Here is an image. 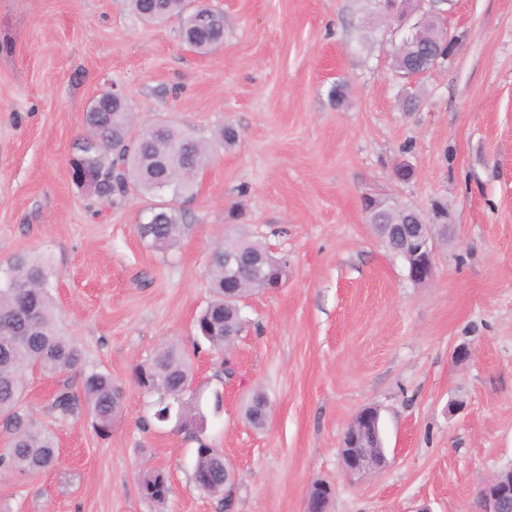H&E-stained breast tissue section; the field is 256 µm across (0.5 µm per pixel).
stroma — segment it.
I'll return each instance as SVG.
<instances>
[{
    "label": "stroma",
    "instance_id": "obj_1",
    "mask_svg": "<svg viewBox=\"0 0 512 512\" xmlns=\"http://www.w3.org/2000/svg\"><path fill=\"white\" fill-rule=\"evenodd\" d=\"M197 3L224 13V43L205 55L178 19L148 24L120 0H0V263L48 258L84 366L124 388L103 440L90 418L49 417L58 380L29 373L23 404L55 432L58 463L0 476V512H156L137 481L149 467L168 475L165 512H224L192 479L202 443L234 464L233 512H305L316 479L336 486L331 512H473L512 469V0H452L455 47L414 79L394 72L373 0ZM112 85L137 127L238 133L181 201L191 230L165 252L136 231L152 196L109 206L71 177L85 112ZM400 162L411 181L396 180ZM368 193L447 205L429 281L412 283L374 232ZM239 232L287 256L288 279L245 300L240 336L217 353L193 321L211 250ZM166 343L195 353L201 436L151 423L155 398L131 379ZM257 390L261 430L244 414ZM368 405L388 465L351 477L339 446Z\"/></svg>",
    "mask_w": 512,
    "mask_h": 512
}]
</instances>
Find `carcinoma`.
Masks as SVG:
<instances>
[{
    "label": "carcinoma",
    "instance_id": "cac0c4a2",
    "mask_svg": "<svg viewBox=\"0 0 512 512\" xmlns=\"http://www.w3.org/2000/svg\"><path fill=\"white\" fill-rule=\"evenodd\" d=\"M122 3L148 22L180 17L183 36L194 38L190 50L198 54L213 49L217 39L224 36V15L204 8L189 12L186 0ZM441 11L443 7H433L413 22L415 38L402 41L395 52L396 73L421 74L447 60ZM107 99L106 95L99 96V111L85 113L87 135L79 156L98 176L96 195L109 204L127 198L133 191L170 195L168 202L150 208L147 222L137 225L141 239L165 251L189 230L174 202L196 187L197 176L208 164L213 143L166 122L133 136L130 105L125 102L109 106ZM365 211L377 233L388 239L391 250L407 266L418 259L417 248L404 234L395 231V225L428 219L433 223L435 243L448 240V212L437 203L428 217L414 207L386 197L374 198ZM226 244L243 259L269 254L266 244L247 234L226 238L214 248L209 265L213 299L196 317L194 329L197 339L217 352L224 340L236 338L241 331L243 299L287 276V261L274 255L262 277H241L238 299H225ZM54 276L46 262L29 255H19L0 265V420L10 435L8 448L0 453L1 473L36 474L57 461L53 431L38 424L22 406L27 375L35 368L46 375L64 377L48 405L55 418L63 421L87 413L92 417L95 432L107 437L120 414L122 387L110 373L85 368L79 349L60 327L57 307L47 287ZM132 379L140 389L157 396L155 422L174 419L188 430H202L206 417L201 409V396H193L192 406L184 399L193 383V362L186 350L173 344L159 347L146 364L133 367ZM268 412L266 396L254 392L245 407L248 422L262 429ZM223 460L224 454L215 448H197L193 481L200 490L215 496L224 494ZM139 487L157 512H164L170 494L165 472L143 469Z\"/></svg>",
    "mask_w": 512,
    "mask_h": 512
}]
</instances>
